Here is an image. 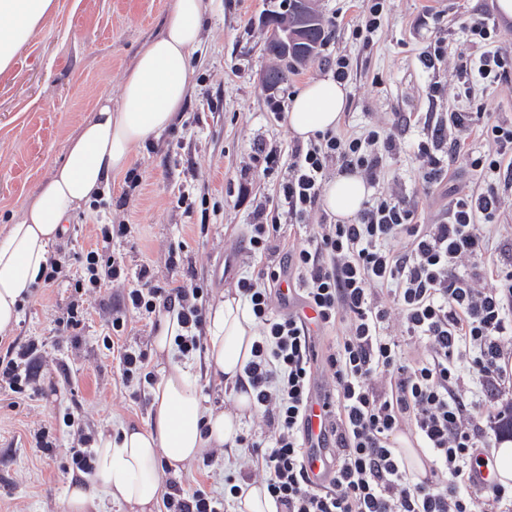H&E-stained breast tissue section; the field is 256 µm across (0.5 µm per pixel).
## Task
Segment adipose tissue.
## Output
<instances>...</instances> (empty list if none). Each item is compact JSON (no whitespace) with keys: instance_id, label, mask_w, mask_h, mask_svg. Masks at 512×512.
<instances>
[{"instance_id":"ef3b65f1","label":"adipose tissue","mask_w":512,"mask_h":512,"mask_svg":"<svg viewBox=\"0 0 512 512\" xmlns=\"http://www.w3.org/2000/svg\"><path fill=\"white\" fill-rule=\"evenodd\" d=\"M54 9L55 0H0V76L10 73ZM207 13V0H173L160 33L125 71L119 100L108 95L97 100L70 138L64 161L30 197L22 219L0 235V334L16 324L18 307L41 281L64 224L103 194L113 177L128 171L145 142L175 122L193 84L191 57ZM348 95L347 84L331 76L308 82L287 112L292 135L306 141L335 129ZM367 194L363 176L346 171L326 185L322 202L347 220ZM183 332L177 311L161 314L153 338L158 377L150 420L98 436L94 473L70 483L64 512H104L109 502L124 504L127 512H158L166 471H179L208 448L236 451L242 420L253 405L251 392L239 384L255 340L253 319L229 291L210 306L201 377L174 359ZM205 376L230 388L234 410L205 406Z\"/></svg>"}]
</instances>
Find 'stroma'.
Wrapping results in <instances>:
<instances>
[{
    "label": "stroma",
    "mask_w": 512,
    "mask_h": 512,
    "mask_svg": "<svg viewBox=\"0 0 512 512\" xmlns=\"http://www.w3.org/2000/svg\"><path fill=\"white\" fill-rule=\"evenodd\" d=\"M54 13L38 36L0 77V231L17 223L30 196L63 161L70 135L99 97L119 96L123 72L141 46L157 35L172 0H55ZM329 37L328 53L298 67L287 84L268 94L260 84L272 58L264 50L259 19L266 0H213L202 42L192 55L193 87L176 122L140 148L130 173L112 180L104 195L74 215L55 247L69 265L52 286L34 288L6 341L38 340L39 373L20 393H0V512H61L71 476L76 437L63 418L74 414L91 435L122 424H144L152 404L153 379L125 382L124 352H150L154 321L128 309L140 269L150 285L197 284L205 300L234 287L240 275L258 271L247 253L248 224L257 206L275 204L287 179L296 144L276 112L311 80L332 75L331 58L349 59L350 87L339 132L360 134L387 126L393 113H413L398 131L401 151L385 159L371 195L399 194L436 214L439 189H424L413 148L436 114L471 112L477 104L512 120V82L488 84L465 77L461 61L485 52L461 27L463 20L497 14L496 0H387L380 28L369 43L353 39L350 22L362 0H314ZM445 57L427 67L436 42ZM281 152L269 174L252 163L258 145ZM130 225L114 239L126 277L97 294L75 287L87 251L101 228ZM86 308L80 329L63 331L59 320L71 305ZM124 320L122 331L113 318ZM54 444L46 454L35 434ZM223 451L202 457L168 479L190 493L220 498L224 477L237 473Z\"/></svg>",
    "instance_id": "35a3bbf8"
}]
</instances>
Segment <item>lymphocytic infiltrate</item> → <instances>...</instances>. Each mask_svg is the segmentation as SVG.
<instances>
[{"instance_id": "f902f5d3", "label": "lymphocytic infiltrate", "mask_w": 512, "mask_h": 512, "mask_svg": "<svg viewBox=\"0 0 512 512\" xmlns=\"http://www.w3.org/2000/svg\"><path fill=\"white\" fill-rule=\"evenodd\" d=\"M466 30L488 46L478 68L482 79L512 80V52L495 47L494 29L477 18ZM452 128L461 137L449 139ZM473 131L491 137L498 153L477 154L466 138ZM400 149L394 131L377 126L359 135L329 130L294 145L276 206L258 208L249 227L248 251L264 264L257 278L237 281L259 327L245 376L264 439L248 441L250 458L239 479L226 480L224 499L177 488L164 499L166 512H225L227 498L257 476L276 512H478L483 501L494 508L512 503L511 485L474 482L512 412L499 403L512 383V251L483 263L502 206L499 187L512 186V121L453 112L428 127L416 153L423 183L441 186L458 161L484 178L481 188L452 199L437 223L423 221L416 201L393 194L367 200L347 221L322 210L330 163L372 183L384 157ZM286 222L310 225L308 237L287 243ZM129 231L126 224L103 228L87 252L89 293L124 273L112 239ZM285 282L314 311L313 322L300 311L275 312ZM203 295L197 285L134 288L127 301L144 319L178 309L185 329L178 347L189 355L203 347ZM395 320L403 337L389 331ZM317 328L341 332L321 358L312 343ZM39 352L33 339L10 343L0 356V390L23 391ZM319 371L330 420L318 445L334 449L335 467L328 483L316 487L304 466V421ZM406 426L429 456L426 475L410 469L394 446Z\"/></svg>"}]
</instances>
